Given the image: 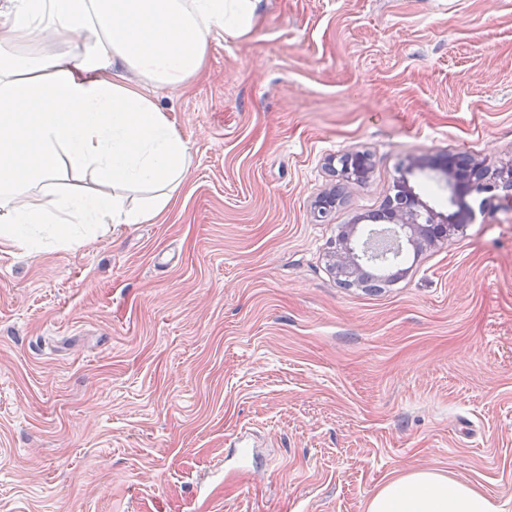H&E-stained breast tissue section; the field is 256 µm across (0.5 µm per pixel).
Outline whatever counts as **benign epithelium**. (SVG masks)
Wrapping results in <instances>:
<instances>
[{"label":"benign epithelium","mask_w":512,"mask_h":512,"mask_svg":"<svg viewBox=\"0 0 512 512\" xmlns=\"http://www.w3.org/2000/svg\"><path fill=\"white\" fill-rule=\"evenodd\" d=\"M441 166L448 174V183L453 201L459 204V210L450 218L424 223L421 221V203L418 197L401 182L393 186V192L385 198L381 212L376 220H387L399 225L407 241L412 245L434 244L464 230L474 220V208L463 203L466 196L479 198V207L491 208L503 205L512 207V179L498 182L491 178L479 165L463 154L446 157ZM370 167V155L364 151H348L337 159L336 176L346 181L360 180ZM335 266L343 276L355 280L360 274L358 256L349 240L340 239L334 255Z\"/></svg>","instance_id":"benign-epithelium-1"}]
</instances>
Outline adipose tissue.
Returning a JSON list of instances; mask_svg holds the SVG:
<instances>
[{
    "label": "adipose tissue",
    "mask_w": 512,
    "mask_h": 512,
    "mask_svg": "<svg viewBox=\"0 0 512 512\" xmlns=\"http://www.w3.org/2000/svg\"><path fill=\"white\" fill-rule=\"evenodd\" d=\"M260 18L261 0H8L0 7V244L71 247L104 225L170 209L190 149L146 90L187 87L204 73L213 39L246 38ZM89 178L111 192L88 189ZM366 512L500 508L449 475L413 471L385 482Z\"/></svg>",
    "instance_id": "obj_1"
}]
</instances>
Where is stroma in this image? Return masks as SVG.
Wrapping results in <instances>:
<instances>
[{
	"instance_id": "35a3bbf8",
	"label": "stroma",
	"mask_w": 512,
	"mask_h": 512,
	"mask_svg": "<svg viewBox=\"0 0 512 512\" xmlns=\"http://www.w3.org/2000/svg\"><path fill=\"white\" fill-rule=\"evenodd\" d=\"M148 93L189 143L173 207L0 246V512H366L426 470L512 512V211L378 290L333 272L398 180L445 216L436 160L512 168V0H262ZM351 150L371 167L317 222Z\"/></svg>"
}]
</instances>
